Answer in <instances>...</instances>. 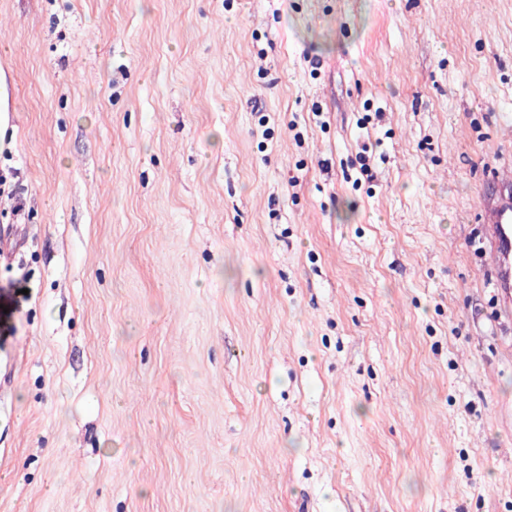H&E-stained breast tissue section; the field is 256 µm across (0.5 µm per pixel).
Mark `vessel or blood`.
<instances>
[{"mask_svg": "<svg viewBox=\"0 0 512 512\" xmlns=\"http://www.w3.org/2000/svg\"><path fill=\"white\" fill-rule=\"evenodd\" d=\"M505 193L485 210L482 243L495 277L500 305L512 302V175L498 179Z\"/></svg>", "mask_w": 512, "mask_h": 512, "instance_id": "b4317fda", "label": "vessel or blood"}]
</instances>
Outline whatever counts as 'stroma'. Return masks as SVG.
<instances>
[{"label": "stroma", "instance_id": "stroma-1", "mask_svg": "<svg viewBox=\"0 0 512 512\" xmlns=\"http://www.w3.org/2000/svg\"><path fill=\"white\" fill-rule=\"evenodd\" d=\"M0 512H512V0H0ZM497 182L507 191L489 203L483 225V249L494 271L498 301L506 308L512 293V172L509 176H496Z\"/></svg>", "mask_w": 512, "mask_h": 512}]
</instances>
